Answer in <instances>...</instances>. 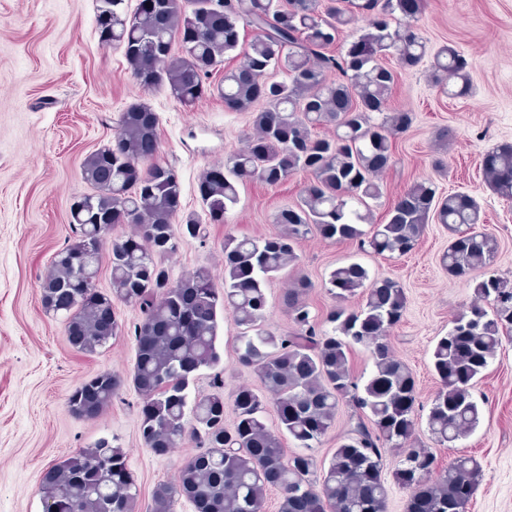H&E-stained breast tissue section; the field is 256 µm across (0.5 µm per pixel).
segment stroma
I'll use <instances>...</instances> for the list:
<instances>
[{
  "label": "stroma",
  "mask_w": 512,
  "mask_h": 512,
  "mask_svg": "<svg viewBox=\"0 0 512 512\" xmlns=\"http://www.w3.org/2000/svg\"><path fill=\"white\" fill-rule=\"evenodd\" d=\"M97 5V0H0V512H43L45 469L103 438L124 449L140 491L138 512H150L156 486L174 481L186 459L201 451L192 439L164 457L145 448L140 397L130 385L96 418H80L68 409L70 393L91 377L102 372L129 377L138 308L116 303L123 332L87 355L69 344L62 316L46 312L41 302V280L54 254L73 238L70 204L90 190L81 164L109 144L120 114L133 104L157 113L155 160L174 170L183 215L195 216L207 229L203 238L181 236L177 252L165 261L172 280L206 268L223 284L225 239L280 233L276 214L297 203L310 179L299 171L276 185L240 186L239 200L223 223L211 222L198 198V180L208 167L241 150L252 132L251 113L225 111L218 94L224 69L238 63L237 54H226L205 95L194 106H183L166 89L140 85L122 50L102 45ZM416 26L427 54L416 67L399 71L387 102L388 110L411 113L412 123L395 137L393 162L378 176L383 195L372 204L374 221L384 222L389 203L416 181L431 180L442 196L467 193L480 206V230L499 243L486 274L512 282V201L491 191L482 169L488 150L512 142V0H427ZM448 44L469 63L468 96L448 97L429 80L435 53ZM452 238L446 225L432 222L413 251L390 258L355 241L308 235L296 247L297 262L266 284L264 326L277 335L295 332L285 294L297 278L312 282L304 301L320 322L336 304L326 283L337 266L358 262L370 279L399 281L405 310L388 341L416 381L419 409L410 445L431 449L441 468L463 454L480 463L482 477L465 512H512V335L503 337L471 390L480 410L477 426L452 448L434 445L427 428V408L439 388L434 346L476 300L471 278L450 277L443 266ZM238 334L232 319L222 321V362L190 386L194 397L223 396L228 424L238 387L264 389L258 373L237 361Z\"/></svg>",
  "instance_id": "1"
}]
</instances>
